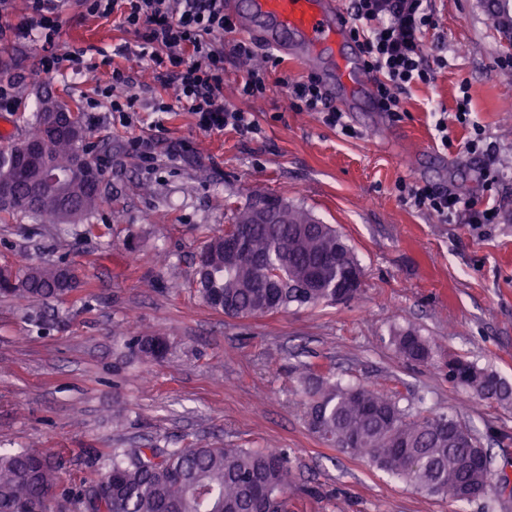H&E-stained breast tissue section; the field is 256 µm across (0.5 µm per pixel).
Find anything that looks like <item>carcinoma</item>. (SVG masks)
<instances>
[{
  "label": "carcinoma",
  "instance_id": "1",
  "mask_svg": "<svg viewBox=\"0 0 512 512\" xmlns=\"http://www.w3.org/2000/svg\"><path fill=\"white\" fill-rule=\"evenodd\" d=\"M28 130L0 147V223L31 214L44 224L88 223L104 201L88 169L91 127L79 112L47 92ZM66 110V126L45 111L47 101ZM31 143L42 145L41 160L25 155ZM49 164L63 177L59 186L41 182L40 167ZM282 203L280 223L257 224L253 199L236 208L232 223L249 227L245 251L224 260V235L214 234L198 256L196 288L203 300L224 315L265 316L290 306L345 302L361 286L363 270L347 242L309 211ZM78 282L66 262L31 264L14 272L0 269V296L26 304L62 298ZM391 342L406 359L432 356L428 340L414 330L399 331ZM127 346L145 360L165 354L164 338L140 333ZM448 381L467 387L479 398L512 401V385L497 373L460 356L448 359ZM308 423L322 442L350 455L366 456L417 491L454 501L486 495L493 482L507 478L494 472L491 457L474 431L454 416L428 412L412 418L408 409L378 391L344 385L323 376L304 377ZM292 481L287 455L252 448H116L105 471L76 487L59 485L58 467L44 448L0 451V512H53L56 501L81 512H288L282 498Z\"/></svg>",
  "mask_w": 512,
  "mask_h": 512
}]
</instances>
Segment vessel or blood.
<instances>
[{"instance_id": "obj_1", "label": "vessel or blood", "mask_w": 512, "mask_h": 512, "mask_svg": "<svg viewBox=\"0 0 512 512\" xmlns=\"http://www.w3.org/2000/svg\"><path fill=\"white\" fill-rule=\"evenodd\" d=\"M234 18L239 31L280 52L291 53L302 65H311L318 49L335 50L336 85L343 111L353 109V101L374 77L360 56L347 53L349 25L338 0H243Z\"/></svg>"}]
</instances>
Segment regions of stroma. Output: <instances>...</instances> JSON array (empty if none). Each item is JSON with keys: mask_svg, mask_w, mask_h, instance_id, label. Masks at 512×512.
<instances>
[{"mask_svg": "<svg viewBox=\"0 0 512 512\" xmlns=\"http://www.w3.org/2000/svg\"><path fill=\"white\" fill-rule=\"evenodd\" d=\"M432 6L438 27L423 38L425 54L447 67L404 94L400 119L347 113L353 138L290 107L288 82L334 69L326 51L314 68L286 58L270 70L271 90L254 107L262 133L252 136L202 132L178 106L152 112L169 94L147 71L121 122L95 91L108 67L92 83L70 70L37 80L42 42L0 41V81L15 83L18 98L0 111V128H22L47 88L77 104L102 145L105 195L90 235L24 215L0 224V267L63 259L81 279L61 300L0 298L1 449H50L62 484L74 486L116 448H277L293 475L288 512H512V492L497 487L470 503L418 493L368 458L325 445L306 418L303 375H330L399 398L414 415L453 414L490 449L494 468L512 461V402L478 398L449 382L445 366L461 355L512 383V53L483 0ZM132 38L117 18L75 5L61 11L54 46L100 60ZM464 95L466 128L453 119ZM443 112L448 148L435 130ZM477 127L491 155L467 154ZM138 136L156 139L154 163L133 150ZM403 180L494 206L497 219L436 223L400 199ZM255 193L287 198L347 240L363 269L352 299L253 318L201 299L193 281L204 240ZM408 327L429 340L431 360L396 351L390 337ZM140 332L166 338L163 359L131 352L126 340Z\"/></svg>", "mask_w": 512, "mask_h": 512, "instance_id": "1", "label": "stroma"}]
</instances>
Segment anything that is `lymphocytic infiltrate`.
I'll return each mask as SVG.
<instances>
[{"instance_id":"1","label":"lymphocytic infiltrate","mask_w":512,"mask_h":512,"mask_svg":"<svg viewBox=\"0 0 512 512\" xmlns=\"http://www.w3.org/2000/svg\"><path fill=\"white\" fill-rule=\"evenodd\" d=\"M79 5L91 16H117L120 26L135 36L133 43L114 49L104 63L110 68L109 79L98 93L113 111L122 116L134 111L137 99L129 90L135 81L132 66L137 63L172 92V102H156L155 111L168 112L177 104L195 115L204 132L231 128L260 134L253 107L269 89L268 67L278 66L280 59L269 53L265 66L253 67L256 50L252 42L234 38L235 24L224 11V0H79ZM24 6L27 20L17 23L6 0H0V38L40 33L50 49L40 58L36 75L66 69L97 72L99 65L87 60L85 48L73 45L61 53L53 50L59 28L55 0H25ZM348 15L351 35L375 76L382 111L399 116L406 89L414 83H430L436 68L448 65L441 58L433 64L425 58L422 37L436 26L430 0H350ZM227 35L232 38L228 44L223 41ZM230 57L249 66L236 86L238 102L233 106L224 100V62ZM288 91L294 111L318 113L327 126L353 136L343 112L328 102L316 77L289 83ZM397 191L404 202L441 224L458 219L469 224L492 221L487 210L478 209L473 200L427 185L402 181Z\"/></svg>"}]
</instances>
